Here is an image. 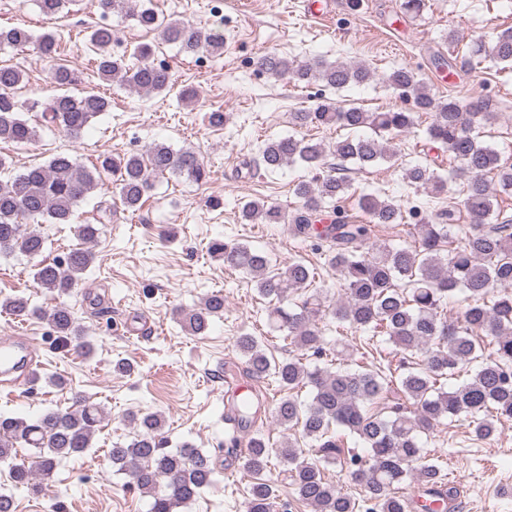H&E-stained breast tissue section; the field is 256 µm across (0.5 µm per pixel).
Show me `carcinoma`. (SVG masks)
<instances>
[{
  "instance_id": "carcinoma-1",
  "label": "carcinoma",
  "mask_w": 512,
  "mask_h": 512,
  "mask_svg": "<svg viewBox=\"0 0 512 512\" xmlns=\"http://www.w3.org/2000/svg\"><path fill=\"white\" fill-rule=\"evenodd\" d=\"M41 11L54 16L63 13L73 0H37ZM104 14L117 13L132 18L147 31H158L162 39L186 53L223 50L224 42L204 35L180 20L164 21L155 8L138 6L132 0H100ZM96 50L97 73L106 81L119 79L128 88L144 93H163L172 82L170 70L151 62L149 44L136 47L141 64L129 66L125 57L112 53L113 31L109 24L91 28L88 36ZM36 43L40 55L54 61L57 37L45 32L38 38L20 27H0V48L17 49ZM471 57L492 58L512 63V29L490 41L477 39ZM258 69L298 82H318L340 90L372 79L364 64L315 60L299 64L277 53H265L256 60ZM54 82L62 87L75 85L78 76L63 65L52 69ZM24 78L22 70L0 66V142L30 144L39 137L38 127H60L78 137L98 114L108 110L109 101L99 95L63 94L29 107L12 94ZM386 83L401 97L414 99L419 112L430 114L427 139L448 152L455 174L464 179L463 206L471 218L464 236L453 241L448 228L457 221L453 209L430 214L418 207L408 211L389 197L374 193L358 199L366 216L355 221L345 215L328 224L319 216L348 192L351 184L334 175L328 167L322 143L293 136L268 140L259 153V164L275 172L295 163L323 170L310 180L294 186L300 206L287 215L266 201L249 200L241 206V217L249 223L288 224L290 232L304 241L313 239L328 257V263L342 277L343 296L325 304L319 292L307 294L315 279L314 268L302 259L283 268L271 264L269 256L239 242L214 240L210 255L224 265L250 277L261 297L273 302L270 326L286 332L291 343L321 358L343 356L340 349L326 348L322 323L331 318L338 324L386 336L396 348L418 357L416 366L398 377L406 404L383 418L371 411L392 380L379 367L357 366L308 369L299 357L276 361L269 357L257 337L243 333L235 340L245 360L246 372L256 378L272 376L281 389L310 388V403L302 408L293 395L280 397L273 408L276 423L285 430L299 427L312 442L311 454L304 455L290 442L277 449L262 436L250 440L243 467L253 477L246 512H274L276 493L263 478L272 455L283 461L284 473L298 499L311 512H356V501L325 475L334 465L358 482L364 490L367 512H409L413 496L408 487L415 482L423 494L446 501L454 508L457 487L443 482L441 468L424 453L419 436L431 431L442 419L465 415L475 437L489 440L498 432L500 416L512 417V216L495 205L496 185L512 190V164L499 151L482 141L479 128L490 116L487 103L467 105L454 97L435 98L418 75L400 67L386 77ZM39 114L32 124L23 111ZM301 124L342 129L369 128L367 136H346L336 141L331 154L340 162L362 168L394 161L395 154L384 137L409 133L416 125L415 113L403 109L369 112L361 107H343L325 100L309 112L295 113ZM403 179L439 195L448 177L429 163L411 160L401 164ZM112 176L120 205L127 211L142 208L144 197L156 179L167 174L199 183L208 177L207 166L191 151H175L155 143L146 154L124 153L105 157L91 169L78 165L70 156L59 154L46 165H33L16 176L0 178V255L15 251L31 259L42 255L46 241L41 234L24 227L22 221L42 217L51 224H70L76 208L102 185V175ZM416 221L418 244L406 247L375 248L370 245L373 228L380 224ZM112 220V209L100 210L99 223L80 224L75 233L82 246L51 261L35 264L34 280L47 292L64 296L78 288L95 260L93 246ZM465 293V306L455 316L447 310L448 293L456 288ZM0 311L15 316H42L52 326L63 348L91 353L82 327L69 307L60 305L49 313L31 305L22 295L0 298ZM224 314V295L211 293L189 310H182L180 323L192 335H201L213 319ZM470 369L468 378L453 388L445 381ZM232 411L241 427L252 424L255 404L235 403ZM103 408L80 392L73 393L66 410L49 409L31 420L0 415V463L7 465L16 486L37 487L51 479L57 464L92 447ZM134 435L128 442H116L108 449L110 464L123 472L132 487L153 497L151 512H175L213 485L216 474L213 456L207 451L183 446L165 448L161 430L164 419L158 413L131 414ZM348 431L364 447V453L344 452L340 436L332 428ZM39 449L29 464L16 462V448Z\"/></svg>"
}]
</instances>
